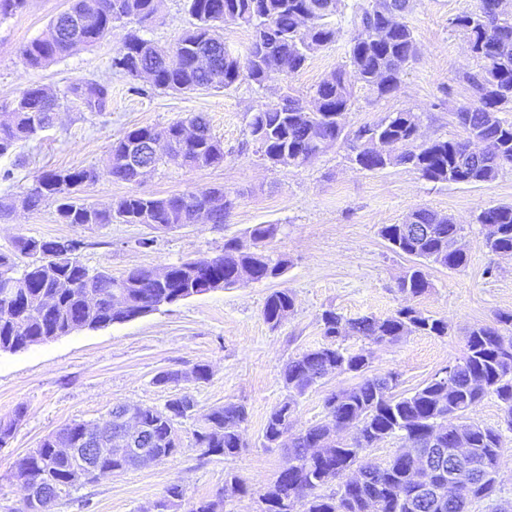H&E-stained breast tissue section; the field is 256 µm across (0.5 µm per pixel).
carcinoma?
I'll list each match as a JSON object with an SVG mask.
<instances>
[{"label": "carcinoma", "mask_w": 512, "mask_h": 512, "mask_svg": "<svg viewBox=\"0 0 512 512\" xmlns=\"http://www.w3.org/2000/svg\"><path fill=\"white\" fill-rule=\"evenodd\" d=\"M194 19L178 41L160 48L130 30L112 57V69L132 80L145 78L156 89L193 92L228 89L247 80L259 87L274 74L290 76L306 63L311 52L336 41V29L328 19L341 0H185ZM502 0H479L476 10L456 16L453 24L463 34L478 69L459 74L471 90L472 101L455 112L465 132L462 139L419 140V116L412 110L390 112L380 121L346 130V115L353 104L355 86L375 90L380 97L400 87L406 66L416 56L413 30L404 21L410 0H359L354 11V32L348 64L323 79L306 102L291 86L279 89L277 102L252 113L248 132L269 163L283 169L297 168L340 141L349 144L350 161L360 171L409 165L422 178L435 183L480 184L496 179L512 167V122L499 113L512 106V14L501 12ZM158 0H69L46 31L19 50L22 63L44 68L67 55L75 46H91L104 40L118 23L141 27L152 22ZM235 24L251 31L244 57L232 54L224 43V26ZM67 93L90 108L102 110L107 95L98 83H76ZM61 96L52 89L33 85L14 101L13 112L0 122V156L50 127ZM387 138L398 153L390 158L377 154L374 142ZM167 142L168 154L179 156L192 168H206L224 161V145L211 132L207 117L195 114L165 126L136 127L123 133L110 147L108 175L115 181L134 183L141 166L156 169L163 154L153 149ZM483 151H469L471 142ZM99 178L97 169L46 170L36 176L18 200L0 203V210L19 205L35 210L45 202L55 204L63 224L103 226L148 224L177 229L204 215L211 224H223L235 207L231 193L222 187H206L164 197L129 194L105 209L82 202L83 188ZM476 223L484 230L486 247L495 254H512V205L482 209ZM464 228L447 215L420 207L401 224H384L381 237L391 248L415 259L398 279L399 292L408 299L423 295L430 282L429 265L447 269L463 267L466 251L456 247ZM278 226L257 224L250 231L255 249L245 250L234 239L210 259L185 260L169 266L159 280L153 271L133 268L119 278L91 270L72 253L57 249L59 241L19 237L12 249L0 250V351L17 352L30 345L66 335L74 330L99 329L145 316L159 307L218 288L247 285L281 277L288 260L270 254L267 245ZM294 310V298L286 288L273 291L263 307L264 320L273 327ZM326 343L307 350L286 364L283 382L287 398L268 416L264 430L266 447L278 446L289 437L288 463L273 486L261 497V512H468V503L492 495L497 461L503 452L499 430L483 427L469 414L487 394L503 405L504 422L512 429V312L500 313L492 323H475L465 335V354L435 373L409 396L395 394L394 373L369 375L371 352L351 353L337 344L347 336H360L371 344H393L411 335L443 337L448 321L405 305L385 317L348 319L334 309L321 317ZM355 373L360 382L325 400V420L293 430L296 397L328 373ZM207 364L188 373L171 372L163 383L209 380ZM193 398L184 394L164 407L139 406L144 425L139 448L168 457L179 447L178 425L192 416ZM124 407L109 411L99 435L112 447L129 448L118 418ZM24 417L18 406L8 420H0V447L12 438ZM246 407L227 403L211 409L193 431L195 446L208 456H233L245 447ZM88 424L73 421L45 438L38 448L21 458L15 477L26 489L17 512H54L57 503L77 487L91 483V471L123 473L138 467L136 457L91 458L83 438ZM350 433L336 437V429ZM399 437L403 445L381 466L363 460V452L386 438ZM465 441L470 455L461 462L448 459V449ZM68 446V456L57 448ZM426 457L440 473L411 468V454ZM357 467L361 480L350 485L343 472ZM333 494L320 490L333 483ZM428 493L411 492L425 485ZM247 486L235 474L224 477V487L213 500L189 504L186 512H224V499L244 495ZM185 491L179 484L167 487L156 502L157 512L179 509Z\"/></svg>", "instance_id": "1"}]
</instances>
